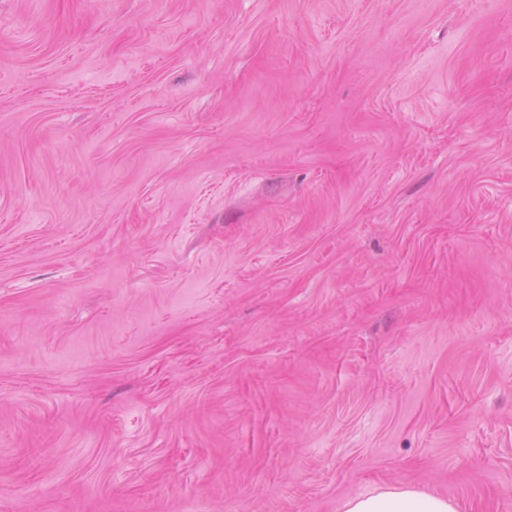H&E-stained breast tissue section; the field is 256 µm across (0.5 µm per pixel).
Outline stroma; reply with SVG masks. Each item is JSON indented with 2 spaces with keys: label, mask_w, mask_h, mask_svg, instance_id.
I'll use <instances>...</instances> for the list:
<instances>
[{
  "label": "stroma",
  "mask_w": 512,
  "mask_h": 512,
  "mask_svg": "<svg viewBox=\"0 0 512 512\" xmlns=\"http://www.w3.org/2000/svg\"><path fill=\"white\" fill-rule=\"evenodd\" d=\"M512 512V0H0V512ZM344 512H457V508L448 497L388 486L372 494L350 497Z\"/></svg>",
  "instance_id": "35a3bbf8"
}]
</instances>
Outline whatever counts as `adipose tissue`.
Segmentation results:
<instances>
[{
  "label": "adipose tissue",
  "mask_w": 512,
  "mask_h": 512,
  "mask_svg": "<svg viewBox=\"0 0 512 512\" xmlns=\"http://www.w3.org/2000/svg\"><path fill=\"white\" fill-rule=\"evenodd\" d=\"M344 512H457L452 500L405 486H388L368 495L350 497Z\"/></svg>",
  "instance_id": "1"
}]
</instances>
